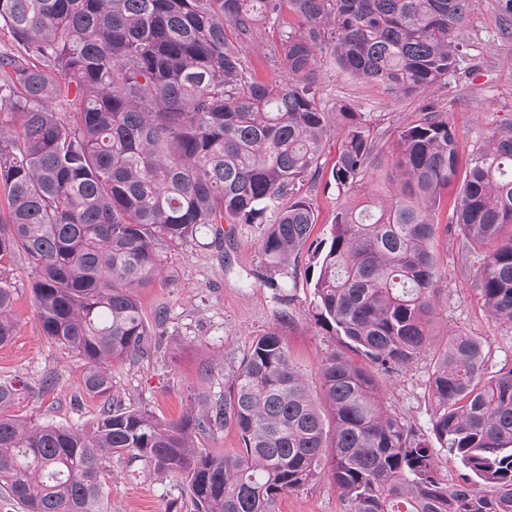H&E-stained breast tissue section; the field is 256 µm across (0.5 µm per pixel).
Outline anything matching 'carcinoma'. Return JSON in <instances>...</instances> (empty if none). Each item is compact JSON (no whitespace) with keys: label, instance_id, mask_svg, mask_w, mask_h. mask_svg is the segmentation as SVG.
<instances>
[{"label":"carcinoma","instance_id":"obj_1","mask_svg":"<svg viewBox=\"0 0 512 512\" xmlns=\"http://www.w3.org/2000/svg\"><path fill=\"white\" fill-rule=\"evenodd\" d=\"M473 0H0V345L14 336L10 267L24 255L41 330L86 364L83 392L106 403L87 429L10 413L0 382V501L23 512H107L104 463L140 462L186 488L191 512H275L278 499L330 468L351 512H512V366L486 373L484 343L451 332L429 389L440 451L464 473L437 476L435 449L380 401L377 378L431 344L442 278L431 212L455 188L462 249L481 255L479 291L512 324V122L464 158L440 112L402 130L403 195L375 212L341 210L313 251L311 316L341 349L313 392L281 336L255 337L234 380L175 423L111 405L114 362L150 354L162 334L138 290L165 250L212 224H266L263 282L316 224L298 195L331 127L332 179L352 188L371 162L364 113L319 105L318 55L394 95L448 79ZM299 32L287 30L288 15ZM282 27L283 76L246 69L258 31ZM288 206L277 207L282 199ZM366 360L359 364L349 353ZM233 425V456L196 439Z\"/></svg>","mask_w":512,"mask_h":512}]
</instances>
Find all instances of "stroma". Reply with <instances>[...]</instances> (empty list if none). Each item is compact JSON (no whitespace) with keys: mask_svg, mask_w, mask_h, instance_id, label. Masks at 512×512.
<instances>
[{"mask_svg":"<svg viewBox=\"0 0 512 512\" xmlns=\"http://www.w3.org/2000/svg\"><path fill=\"white\" fill-rule=\"evenodd\" d=\"M496 0H475L469 14L459 69L446 84L412 97H393L378 86L340 71L329 59L320 62V99L325 109L350 103L365 113L375 141L366 175L349 191H337L331 178L337 145L328 141L319 173L306 179L301 194L315 209L314 240L329 237L338 211L362 209L366 201H387L400 189L395 144L404 128L426 110L444 113L469 155L493 128L512 121V38L503 34ZM453 192H445L433 211L438 233L433 249L444 271L435 296L431 333L445 339L461 330L481 337L489 370L512 365V325L494 321L478 291L477 260L462 252L459 232L451 225ZM261 224H223L205 228L194 240L170 246L161 277L142 290L139 300L146 321L165 309L166 333L151 339L150 357L112 366V392L125 405L151 410L166 421L178 420L201 396L218 397L228 389L251 340L276 331L312 390H319L322 360L339 347L309 315L316 271L310 251H302L295 275L281 274L269 288L258 279L263 271ZM16 334L0 346V381L27 383L13 408L39 424L85 427L99 416L102 403L79 386L86 368L76 353L43 336L31 284L34 271L17 257L10 273ZM434 353L413 364L378 376L387 409L411 426L429 447L437 441L430 419L435 402L428 378ZM105 491L111 512H186L180 485L155 475L144 465L126 467L113 461ZM277 512H349L331 474L297 492L284 494Z\"/></svg>","mask_w":512,"mask_h":512,"instance_id":"obj_1","label":"stroma"}]
</instances>
